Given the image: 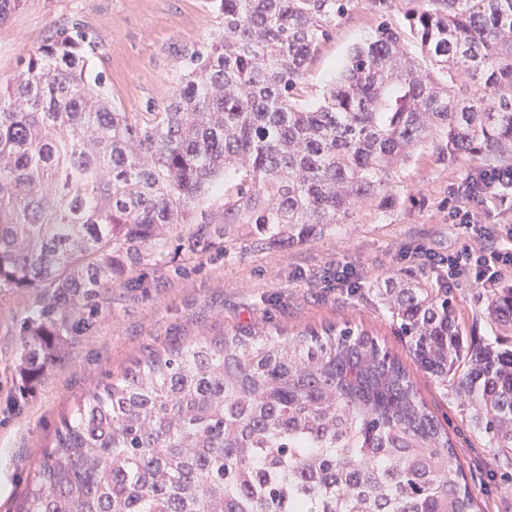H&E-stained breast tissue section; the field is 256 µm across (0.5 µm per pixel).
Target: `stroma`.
<instances>
[{
  "instance_id": "obj_1",
  "label": "stroma",
  "mask_w": 512,
  "mask_h": 512,
  "mask_svg": "<svg viewBox=\"0 0 512 512\" xmlns=\"http://www.w3.org/2000/svg\"><path fill=\"white\" fill-rule=\"evenodd\" d=\"M378 21L370 0H355L308 71L306 101L336 78L352 47ZM72 23L92 33L90 70L102 76L106 92L126 112L162 104L190 55L224 33L223 20L206 0H26L0 29V78L18 69L49 29ZM491 166L484 158L449 164L423 153L394 173L387 201L363 204L346 223L290 247L256 251L240 239L227 250L189 260L177 238H169L158 261L133 268L127 279L85 303L89 328L67 333L58 360L29 389L20 358L38 294L0 290V512H16L56 429L80 397L149 350L236 326L294 333L349 322L372 330L392 355L407 360L405 343L375 291L395 273L437 281L417 249L445 255L466 244H500L512 227V198L489 195L477 224H456L448 216L449 185ZM342 269L353 272L351 287L337 285ZM451 292L468 341L495 342L484 288L462 277ZM409 371L447 428L484 512H512V451L492 447L459 399L443 396L417 366Z\"/></svg>"
}]
</instances>
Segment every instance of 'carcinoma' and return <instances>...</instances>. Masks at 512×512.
Wrapping results in <instances>:
<instances>
[{
    "mask_svg": "<svg viewBox=\"0 0 512 512\" xmlns=\"http://www.w3.org/2000/svg\"><path fill=\"white\" fill-rule=\"evenodd\" d=\"M224 36L172 95L124 112L89 75L80 31L45 37L0 82V289H38L34 378L81 301L157 260L322 236L427 149L512 161V0H420L383 19L301 103L309 66L355 0H210ZM412 40L427 68L406 49ZM474 81L455 89L458 73ZM219 194L222 204L200 207ZM421 372L512 450V345L468 344L447 288L378 291ZM512 333V283L488 290ZM20 512H481L402 362L347 323L234 327L150 352L79 401Z\"/></svg>",
    "mask_w": 512,
    "mask_h": 512,
    "instance_id": "carcinoma-1",
    "label": "carcinoma"
}]
</instances>
